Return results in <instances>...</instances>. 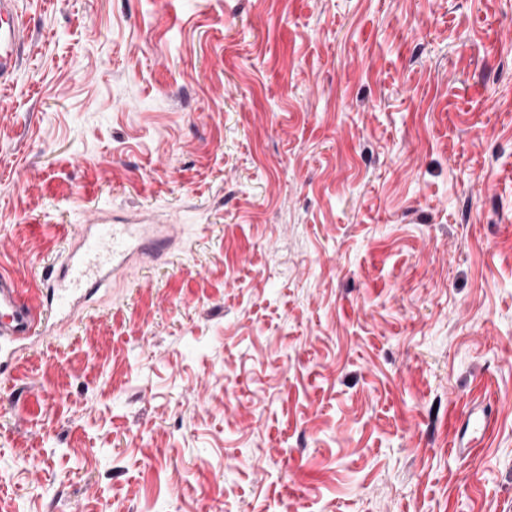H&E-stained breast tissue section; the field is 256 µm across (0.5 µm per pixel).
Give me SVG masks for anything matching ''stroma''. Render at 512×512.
Here are the masks:
<instances>
[{
    "label": "stroma",
    "mask_w": 512,
    "mask_h": 512,
    "mask_svg": "<svg viewBox=\"0 0 512 512\" xmlns=\"http://www.w3.org/2000/svg\"><path fill=\"white\" fill-rule=\"evenodd\" d=\"M19 7L0 268L184 245L0 383V512H512V0Z\"/></svg>",
    "instance_id": "stroma-1"
}]
</instances>
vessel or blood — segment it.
Returning a JSON list of instances; mask_svg holds the SVG:
<instances>
[{
	"label": "vessel or blood",
	"instance_id": "vessel-or-blood-1",
	"mask_svg": "<svg viewBox=\"0 0 512 512\" xmlns=\"http://www.w3.org/2000/svg\"><path fill=\"white\" fill-rule=\"evenodd\" d=\"M31 39L18 0H0V80L19 68ZM167 224H82L55 274L46 276L45 302H37L12 275L0 271V375L41 341L58 335L71 312L107 281L115 265L139 266L171 252Z\"/></svg>",
	"mask_w": 512,
	"mask_h": 512
}]
</instances>
